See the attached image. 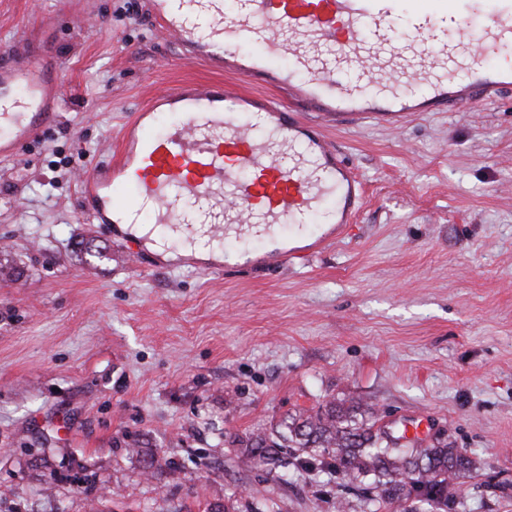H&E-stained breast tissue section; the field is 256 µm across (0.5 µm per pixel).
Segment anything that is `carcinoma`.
I'll use <instances>...</instances> for the list:
<instances>
[{
	"label": "carcinoma",
	"instance_id": "obj_1",
	"mask_svg": "<svg viewBox=\"0 0 512 512\" xmlns=\"http://www.w3.org/2000/svg\"><path fill=\"white\" fill-rule=\"evenodd\" d=\"M375 425L371 407L329 401L312 414L283 421L276 433L253 432L235 442L257 465L274 466L301 451L352 482L369 477L382 503L397 506L415 491L424 501L453 508L461 492L458 479L471 471V461L446 445L400 444Z\"/></svg>",
	"mask_w": 512,
	"mask_h": 512
}]
</instances>
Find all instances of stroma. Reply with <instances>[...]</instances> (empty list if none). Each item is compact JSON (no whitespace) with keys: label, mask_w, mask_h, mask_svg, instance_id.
<instances>
[{"label":"stroma","mask_w":512,"mask_h":512,"mask_svg":"<svg viewBox=\"0 0 512 512\" xmlns=\"http://www.w3.org/2000/svg\"><path fill=\"white\" fill-rule=\"evenodd\" d=\"M61 63L58 120L0 156V512H395L305 455L228 444L330 400L473 462L453 512H512V90L326 133L363 183L328 248L170 259L77 210L149 98L245 77L178 62L148 0H0V50Z\"/></svg>","instance_id":"stroma-1"}]
</instances>
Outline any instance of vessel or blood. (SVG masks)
I'll return each mask as SVG.
<instances>
[{"instance_id":"vessel-or-blood-1","label":"vessel or blood","mask_w":512,"mask_h":512,"mask_svg":"<svg viewBox=\"0 0 512 512\" xmlns=\"http://www.w3.org/2000/svg\"><path fill=\"white\" fill-rule=\"evenodd\" d=\"M157 33L183 59L288 91L344 124L401 126L417 112L474 111L512 88V0H148ZM54 63L39 48L0 51V155L17 153L60 108ZM164 132L135 118L121 147L91 162L80 207L96 224H135L141 212L169 232L279 237L324 201L344 229L363 186L317 125L227 85L188 82L153 96Z\"/></svg>"}]
</instances>
